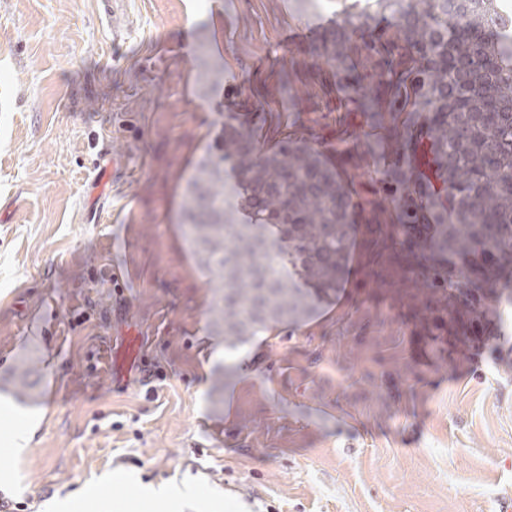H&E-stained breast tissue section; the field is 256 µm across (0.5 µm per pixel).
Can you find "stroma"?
<instances>
[{"label": "stroma", "instance_id": "obj_1", "mask_svg": "<svg viewBox=\"0 0 512 512\" xmlns=\"http://www.w3.org/2000/svg\"><path fill=\"white\" fill-rule=\"evenodd\" d=\"M103 2L0 0V490L31 512H512V307L478 364L454 370L421 347L407 303L422 281L396 268L389 219L369 205L362 120L328 71L279 44L283 27L336 19L339 0H121L120 38ZM227 19L235 36L220 47ZM204 54L228 74L254 56L276 64L233 108L186 84ZM242 112L267 143L348 129L358 154L344 177L368 208L354 288L253 337L217 406L225 342L178 214L196 159ZM112 266L132 273L120 297ZM124 328L166 374L155 393L144 370L116 385L110 366L85 367ZM24 356L42 373L28 405L6 389Z\"/></svg>", "mask_w": 512, "mask_h": 512}]
</instances>
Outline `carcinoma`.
Listing matches in <instances>:
<instances>
[{
	"instance_id": "carcinoma-1",
	"label": "carcinoma",
	"mask_w": 512,
	"mask_h": 512,
	"mask_svg": "<svg viewBox=\"0 0 512 512\" xmlns=\"http://www.w3.org/2000/svg\"><path fill=\"white\" fill-rule=\"evenodd\" d=\"M392 2L400 36L372 27L354 0L306 54L374 132L365 152L391 241L424 285L413 326L435 346L463 337L451 364L512 305V16L499 0ZM200 81L205 93L220 85L224 66ZM331 155L353 159L346 133L333 144L290 130L265 150L230 116L187 178L180 224L228 349L298 326L342 287L362 206ZM39 381L34 365L16 366L14 398L35 401Z\"/></svg>"
}]
</instances>
